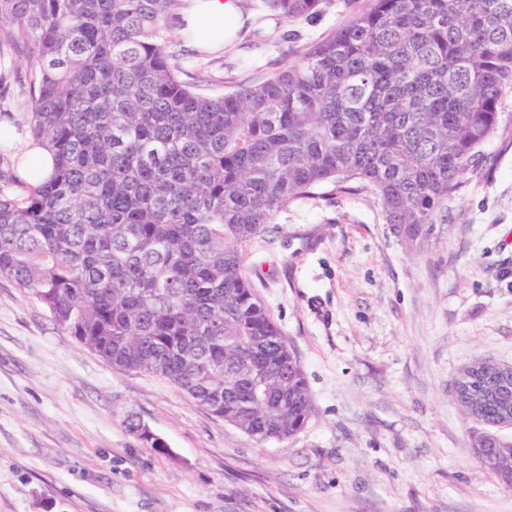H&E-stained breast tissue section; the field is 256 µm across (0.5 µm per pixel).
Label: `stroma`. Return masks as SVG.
Wrapping results in <instances>:
<instances>
[{"label": "stroma", "mask_w": 512, "mask_h": 512, "mask_svg": "<svg viewBox=\"0 0 512 512\" xmlns=\"http://www.w3.org/2000/svg\"><path fill=\"white\" fill-rule=\"evenodd\" d=\"M346 16L344 0L260 47L188 57L212 94L266 77ZM0 57V126L27 147L18 78ZM490 167L414 254L368 192L300 199L246 249L245 269L306 374L315 415L255 444L167 379L104 362L0 277V512H512L472 457L483 430L452 400L460 368L512 364V96L481 148ZM139 421L164 446L144 447Z\"/></svg>", "instance_id": "obj_1"}]
</instances>
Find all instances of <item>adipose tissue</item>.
<instances>
[{
	"mask_svg": "<svg viewBox=\"0 0 512 512\" xmlns=\"http://www.w3.org/2000/svg\"><path fill=\"white\" fill-rule=\"evenodd\" d=\"M179 14L186 27L196 33L192 47L206 51L234 43L250 19L244 0H191Z\"/></svg>",
	"mask_w": 512,
	"mask_h": 512,
	"instance_id": "1",
	"label": "adipose tissue"
}]
</instances>
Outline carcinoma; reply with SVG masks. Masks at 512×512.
I'll return each mask as SVG.
<instances>
[{
	"label": "carcinoma",
	"instance_id": "1",
	"mask_svg": "<svg viewBox=\"0 0 512 512\" xmlns=\"http://www.w3.org/2000/svg\"><path fill=\"white\" fill-rule=\"evenodd\" d=\"M326 0H261L282 22ZM183 0H0L22 45L43 180L0 182V277L108 365L163 376L257 445L315 414L251 279L248 243L293 202L357 188L409 250L487 166L512 93V0H365L276 73L222 94L181 78ZM355 181L358 187L350 182ZM512 488V444L499 448Z\"/></svg>",
	"mask_w": 512,
	"mask_h": 512
}]
</instances>
